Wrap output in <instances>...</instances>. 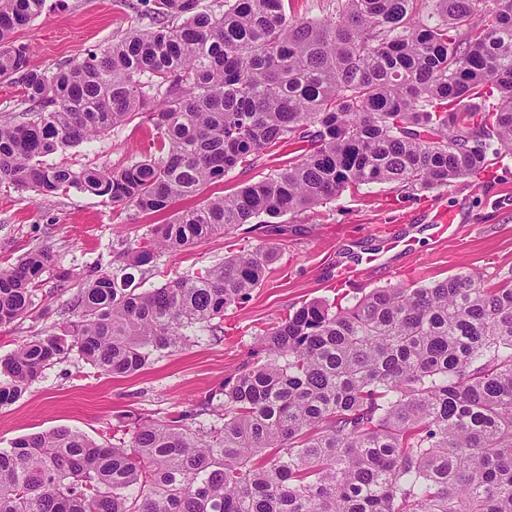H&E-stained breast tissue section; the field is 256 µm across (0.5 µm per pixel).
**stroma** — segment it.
Masks as SVG:
<instances>
[{"label":"stroma","instance_id":"stroma-1","mask_svg":"<svg viewBox=\"0 0 512 512\" xmlns=\"http://www.w3.org/2000/svg\"><path fill=\"white\" fill-rule=\"evenodd\" d=\"M149 26L143 0H46L42 14L14 39L29 47L31 67L51 72L107 47L130 29ZM155 134L151 123L137 118L66 153L50 155L46 162L75 169L106 162L119 168L149 152ZM297 153V146L284 145L261 156L254 167L230 172L211 190L231 194L287 168ZM440 213L453 215L457 225L455 235L441 242L429 230ZM163 220V215L116 208L74 188L45 196L0 182V259L12 262L44 246L59 266L75 272L62 288L52 274H45L33 310L0 327V359L50 326L44 308L64 307L76 297L93 267L110 263L118 240L139 243L151 225ZM279 224L280 231L270 237L277 257L267 278L248 302L225 311L222 338L202 336L127 378L101 374L75 356L55 362L17 402L0 408V448L57 428L100 440L123 412L162 418L192 408L208 390L234 379L249 361L257 338L303 303L341 298L350 304L375 288L425 284L461 272L481 273L491 283L512 275V157H501L480 175L436 189L409 194L393 184H370L347 190L327 204L286 214ZM405 234L415 237L412 253H392L384 264L362 267L358 278L338 282V270L354 264L359 253ZM262 239L242 228L182 251L162 252L156 258L157 274L145 285L158 287L185 271L205 270L227 255L253 249Z\"/></svg>","mask_w":512,"mask_h":512}]
</instances>
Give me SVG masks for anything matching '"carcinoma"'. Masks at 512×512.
Segmentation results:
<instances>
[{
	"instance_id": "cac0c4a2",
	"label": "carcinoma",
	"mask_w": 512,
	"mask_h": 512,
	"mask_svg": "<svg viewBox=\"0 0 512 512\" xmlns=\"http://www.w3.org/2000/svg\"><path fill=\"white\" fill-rule=\"evenodd\" d=\"M153 27L47 73L13 35L45 0H0V80L30 109L0 123V181L72 188L149 215L199 196L285 143L288 168L156 224L90 275L58 322L0 360V407L76 355L131 376L217 335L275 258L264 242L136 290L162 250L189 248L347 189L411 193L512 154V0H340L330 18L284 0H150ZM139 114L159 155L121 169L48 165ZM37 247L0 268V326L32 310ZM256 362L163 418L117 416L112 442L69 428L0 448V512H512V278L461 273L305 303L260 338Z\"/></svg>"
}]
</instances>
